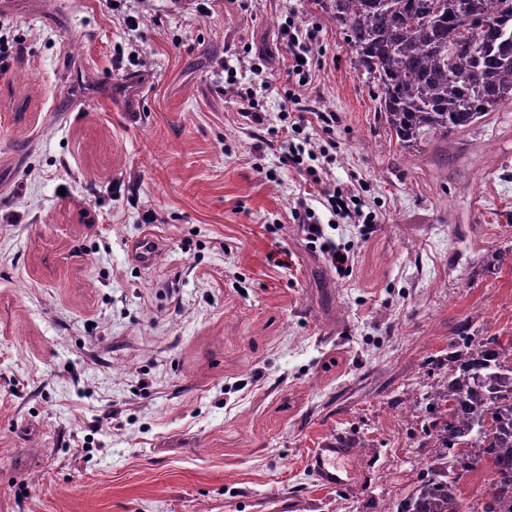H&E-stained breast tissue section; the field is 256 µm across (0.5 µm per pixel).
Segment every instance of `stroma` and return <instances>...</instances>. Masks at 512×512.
I'll return each instance as SVG.
<instances>
[{
	"label": "stroma",
	"mask_w": 512,
	"mask_h": 512,
	"mask_svg": "<svg viewBox=\"0 0 512 512\" xmlns=\"http://www.w3.org/2000/svg\"><path fill=\"white\" fill-rule=\"evenodd\" d=\"M291 18L336 115L306 131L374 215L312 203L318 238L268 143ZM0 42V512H396L453 329L512 343V102L407 151L316 0H0ZM341 435L370 452L326 490L307 456ZM229 84L233 86L232 90L243 106L241 107L242 116L255 125H264L266 115L254 103L253 88L245 87L235 80H230Z\"/></svg>",
	"instance_id": "stroma-1"
}]
</instances>
